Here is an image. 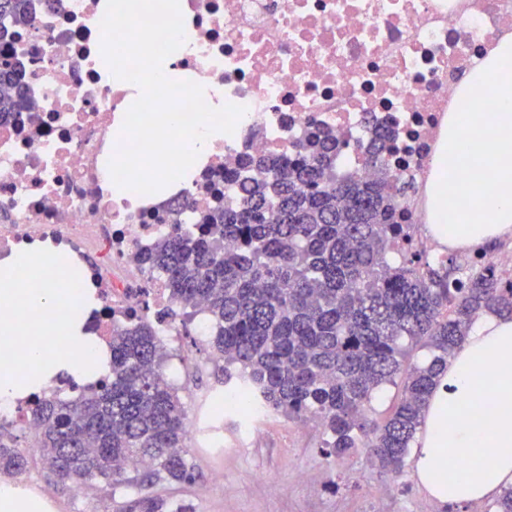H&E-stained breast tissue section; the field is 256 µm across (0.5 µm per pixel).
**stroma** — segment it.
I'll return each instance as SVG.
<instances>
[{
	"label": "stroma",
	"instance_id": "stroma-1",
	"mask_svg": "<svg viewBox=\"0 0 512 512\" xmlns=\"http://www.w3.org/2000/svg\"><path fill=\"white\" fill-rule=\"evenodd\" d=\"M195 326L184 323L179 342L167 344L164 363L194 424L185 440L194 476L155 484L148 494L192 512H441L412 467L398 476L379 473L360 449L325 458L315 422L273 415L251 428L235 414L212 419L209 398L224 391V376L209 337L195 335ZM23 477L49 491L52 512H122L127 500L124 490L104 481L97 482L94 497L78 498L74 485L57 484L33 450Z\"/></svg>",
	"mask_w": 512,
	"mask_h": 512
}]
</instances>
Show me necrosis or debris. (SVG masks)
I'll return each mask as SVG.
<instances>
[{"label":"necrosis or debris","instance_id":"obj_1","mask_svg":"<svg viewBox=\"0 0 512 512\" xmlns=\"http://www.w3.org/2000/svg\"><path fill=\"white\" fill-rule=\"evenodd\" d=\"M101 2L31 0L29 20L0 43L30 101L0 115V259L37 240L64 246L98 290L90 329L106 342L130 313L170 304L162 276L137 254L223 202L224 174L242 159L295 157L313 130L336 137L337 167L364 180L374 170L356 143L373 125L394 131L387 180H413L415 195L398 207L406 223L428 225L424 194L460 81L512 33V0H181L180 12L136 15ZM175 32L191 42L180 62L191 79L165 86L161 99L133 101L97 67L105 55L125 61V44L167 52ZM167 106L179 114L171 144L202 113L224 141L163 195L119 209L108 192L127 171L112 155L122 144L140 157L152 143L115 117Z\"/></svg>","mask_w":512,"mask_h":512}]
</instances>
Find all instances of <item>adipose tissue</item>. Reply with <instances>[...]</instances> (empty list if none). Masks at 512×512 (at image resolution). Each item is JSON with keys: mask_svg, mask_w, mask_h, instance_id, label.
I'll return each instance as SVG.
<instances>
[{"mask_svg": "<svg viewBox=\"0 0 512 512\" xmlns=\"http://www.w3.org/2000/svg\"><path fill=\"white\" fill-rule=\"evenodd\" d=\"M176 61L173 55L154 60L146 79L133 66L116 75L137 79L139 95L155 98L177 76ZM492 77L512 91V37L502 39L466 76L463 96H472ZM223 136L222 128L208 125L181 148L165 152L164 162L151 154L130 160V181L115 190L116 203L137 204L142 174H167L189 156H205ZM429 198V230L448 247L482 248L512 233V105L450 113L447 137L433 162ZM18 267L27 269L28 282L15 281ZM69 273L63 251L49 245L23 246L0 261L1 406L43 390L62 375L90 380L108 372L107 348L86 330L96 306L94 291L82 277L76 287H61ZM56 331L65 336L66 349L48 343ZM476 399L489 413L483 428L465 408ZM420 443L414 472L433 502L466 504L512 484V319L485 314L475 320L430 399ZM452 456L470 461L465 479H433L434 470Z\"/></svg>", "mask_w": 512, "mask_h": 512, "instance_id": "adipose-tissue-1", "label": "adipose tissue"}]
</instances>
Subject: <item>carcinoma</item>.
<instances>
[{"label": "carcinoma", "mask_w": 512, "mask_h": 512, "mask_svg": "<svg viewBox=\"0 0 512 512\" xmlns=\"http://www.w3.org/2000/svg\"><path fill=\"white\" fill-rule=\"evenodd\" d=\"M0 17L26 22L29 0H0ZM0 87V114L26 108L6 55ZM329 140L315 134L293 159H248L229 176L244 196L191 231L173 229L140 257L162 275L172 305L112 333L110 374L89 393L31 401L37 447L60 481L136 488L126 512H188L141 490L192 476L184 409L163 380L159 325L197 298L224 383L246 395L233 407L216 403V412L313 420L325 435V457L363 448L380 472L403 471L448 359L480 314L512 318V284L489 260L462 269L451 258L429 259L421 246L390 263L393 242L408 229L397 223L399 190L336 175ZM388 141L382 132L365 145L372 167L383 168ZM417 346L429 358L406 364ZM389 386L400 398L378 422L371 404ZM27 464L0 432V474H20ZM488 512H512L511 486Z\"/></svg>", "instance_id": "cac0c4a2"}]
</instances>
